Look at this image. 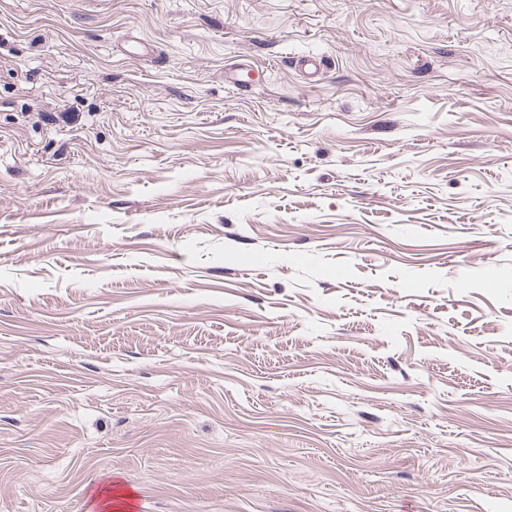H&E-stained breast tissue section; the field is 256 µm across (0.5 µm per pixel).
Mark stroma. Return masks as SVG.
I'll return each mask as SVG.
<instances>
[{
	"label": "stroma",
	"instance_id": "obj_1",
	"mask_svg": "<svg viewBox=\"0 0 512 512\" xmlns=\"http://www.w3.org/2000/svg\"><path fill=\"white\" fill-rule=\"evenodd\" d=\"M0 512H512V0H0Z\"/></svg>",
	"mask_w": 512,
	"mask_h": 512
}]
</instances>
